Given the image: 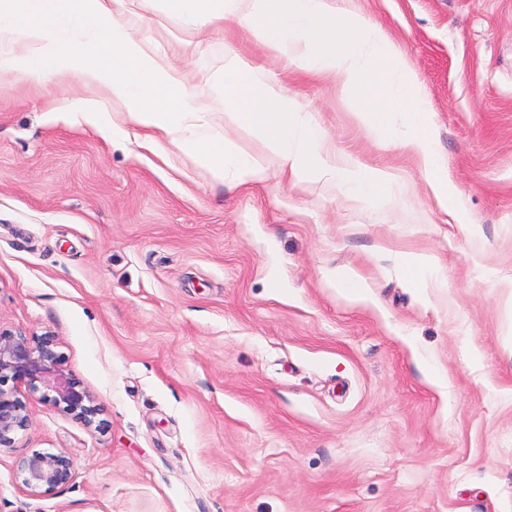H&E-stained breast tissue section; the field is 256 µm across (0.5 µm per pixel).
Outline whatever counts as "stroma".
<instances>
[{
    "mask_svg": "<svg viewBox=\"0 0 512 512\" xmlns=\"http://www.w3.org/2000/svg\"><path fill=\"white\" fill-rule=\"evenodd\" d=\"M411 60L459 223L358 93L288 68L233 20L154 8L138 38L211 111L224 53L261 61L337 155L404 183L216 180L135 133L77 123L105 89L0 72V327L53 333L104 430L26 397L0 512H512V0H351ZM429 252L414 287L398 264ZM356 271L370 298L329 278ZM72 480L22 492L16 460ZM21 489L37 496L69 483L73 477V462L65 453H32L18 462Z\"/></svg>",
    "mask_w": 512,
    "mask_h": 512,
    "instance_id": "1",
    "label": "stroma"
}]
</instances>
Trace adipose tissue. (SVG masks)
Instances as JSON below:
<instances>
[{"label":"adipose tissue","mask_w":512,"mask_h":512,"mask_svg":"<svg viewBox=\"0 0 512 512\" xmlns=\"http://www.w3.org/2000/svg\"><path fill=\"white\" fill-rule=\"evenodd\" d=\"M134 0H0V71L17 79L77 74L104 87L108 98L83 107V121L123 133L131 126L154 148L173 147L214 178L237 184L263 182L271 170L298 180L332 175L362 200L402 194L401 184L350 161H337L311 114L294 106L281 84L256 61L224 56V118L246 128L265 151L252 155L227 142L209 112L180 87L162 59L132 36L140 15ZM165 11L203 29L232 19L299 71L333 77L342 90L359 89L371 110L357 119L372 125L373 112L388 113L408 98L397 143L425 171L448 207L457 194L438 164L423 85L406 56L381 26L356 11L338 12L332 0H161ZM25 45L17 54V45ZM124 112L113 113V103Z\"/></svg>","instance_id":"ef3b65f1"}]
</instances>
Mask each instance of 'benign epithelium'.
I'll return each mask as SVG.
<instances>
[{
	"mask_svg": "<svg viewBox=\"0 0 512 512\" xmlns=\"http://www.w3.org/2000/svg\"><path fill=\"white\" fill-rule=\"evenodd\" d=\"M59 341L52 334L35 340L21 332L0 329V447L9 448L13 436L28 426L25 402L3 389L24 386L28 394L76 417L87 427L97 423L101 408L80 381L63 368ZM21 489L37 496L69 483L73 462L60 452H35L18 462Z\"/></svg>",
	"mask_w": 512,
	"mask_h": 512,
	"instance_id": "7a95c632",
	"label": "benign epithelium"
}]
</instances>
